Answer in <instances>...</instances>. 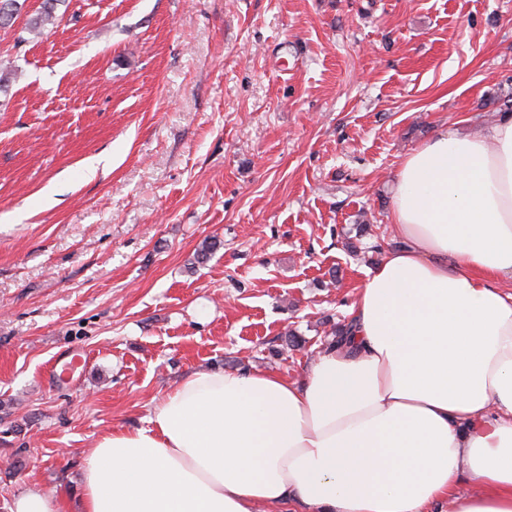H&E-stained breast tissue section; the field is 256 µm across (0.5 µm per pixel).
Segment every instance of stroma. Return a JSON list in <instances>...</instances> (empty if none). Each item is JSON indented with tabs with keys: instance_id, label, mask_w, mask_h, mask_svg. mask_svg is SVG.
<instances>
[{
	"instance_id": "35a3bbf8",
	"label": "stroma",
	"mask_w": 512,
	"mask_h": 512,
	"mask_svg": "<svg viewBox=\"0 0 512 512\" xmlns=\"http://www.w3.org/2000/svg\"><path fill=\"white\" fill-rule=\"evenodd\" d=\"M58 10L0 28V512L33 487L79 512L97 439L192 372L301 379L398 244L399 161L512 99V0ZM58 2H62V0H44L39 10L28 15L26 22L21 27L17 42H29L31 38L26 35L33 36L32 39L47 36L56 28L63 18L56 14Z\"/></svg>"
}]
</instances>
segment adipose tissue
<instances>
[{
  "label": "adipose tissue",
  "mask_w": 512,
  "mask_h": 512,
  "mask_svg": "<svg viewBox=\"0 0 512 512\" xmlns=\"http://www.w3.org/2000/svg\"><path fill=\"white\" fill-rule=\"evenodd\" d=\"M391 220L351 345L185 376L98 440L82 512H512V113L406 155Z\"/></svg>",
  "instance_id": "ef3b65f1"
}]
</instances>
